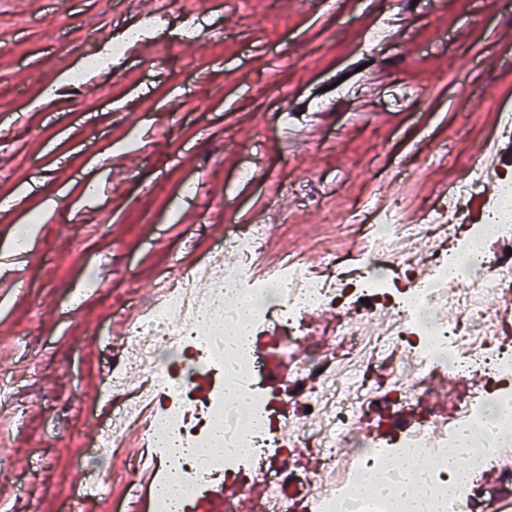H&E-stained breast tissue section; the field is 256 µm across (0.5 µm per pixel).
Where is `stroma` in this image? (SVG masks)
Here are the masks:
<instances>
[{"instance_id": "obj_1", "label": "stroma", "mask_w": 512, "mask_h": 512, "mask_svg": "<svg viewBox=\"0 0 512 512\" xmlns=\"http://www.w3.org/2000/svg\"><path fill=\"white\" fill-rule=\"evenodd\" d=\"M148 15L169 24L42 105ZM506 106L512 0H0V248L57 202L0 273V512H66L83 478L98 512L121 502L137 438L102 459L88 444L112 403V322L157 279L271 212L259 272L284 254L320 266L327 245L357 255L347 208L399 196L419 223Z\"/></svg>"}]
</instances>
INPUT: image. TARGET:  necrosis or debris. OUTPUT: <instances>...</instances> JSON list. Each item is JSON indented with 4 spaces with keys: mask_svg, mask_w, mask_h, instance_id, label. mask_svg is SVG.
<instances>
[{
    "mask_svg": "<svg viewBox=\"0 0 512 512\" xmlns=\"http://www.w3.org/2000/svg\"><path fill=\"white\" fill-rule=\"evenodd\" d=\"M453 186L447 212L426 208L417 224H401L402 204L352 206L359 264L324 247V274L281 257L269 275L254 273L268 229L248 224L224 240L229 265L206 292L198 272L168 280L163 299L127 324L124 342L147 371L137 397L118 409L129 420L151 407L143 439L160 454L162 469L177 470L189 495L205 500L222 481L263 485L251 512H390L383 495L366 490L375 472L397 479L413 453L432 459L425 476L427 512H512V315L491 297L512 292V255L492 240L512 237V173L498 170L493 196L479 190L485 170ZM424 243L431 270L417 273L414 243ZM348 310L332 343L291 361L288 398L298 416L297 447L312 449L316 473L300 468L288 450L271 451L249 417L272 414L275 393L265 366L289 359L291 345L310 335L315 311ZM183 355L179 368L157 367L159 350ZM447 369L457 381L480 376L475 396L455 401L447 414L420 408L416 379ZM210 379L208 398L191 387L199 370ZM236 382L251 406L225 393ZM375 423L358 435L357 424ZM498 422L494 446L475 447L465 476L448 468V451L464 430ZM208 451L206 465L197 449Z\"/></svg>",
    "mask_w": 512,
    "mask_h": 512,
    "instance_id": "obj_1",
    "label": "necrosis or debris"
}]
</instances>
